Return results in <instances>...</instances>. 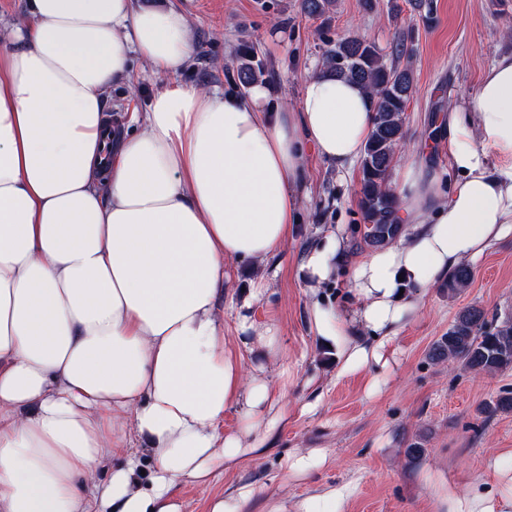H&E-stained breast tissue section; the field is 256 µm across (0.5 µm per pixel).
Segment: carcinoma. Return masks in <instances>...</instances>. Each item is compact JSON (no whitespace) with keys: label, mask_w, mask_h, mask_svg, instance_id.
Listing matches in <instances>:
<instances>
[{"label":"carcinoma","mask_w":512,"mask_h":512,"mask_svg":"<svg viewBox=\"0 0 512 512\" xmlns=\"http://www.w3.org/2000/svg\"><path fill=\"white\" fill-rule=\"evenodd\" d=\"M336 7L335 0H302V11L312 18L329 16ZM414 36L407 33L391 51L392 61L375 43L359 36L336 41L324 52L322 73L361 84L372 98L373 122L371 135L361 158L359 206L363 215L360 246L377 250L403 231L396 211L397 199L388 188L398 148L405 142V112L413 93V72L410 64L402 65L403 58L413 56ZM243 63L238 79L243 86L250 85L264 73L263 63L255 60L249 46L240 51ZM473 271L461 266L452 272L444 287L453 296L470 285ZM428 359L433 363L448 362L465 370L493 375L512 369V320L503 319L495 324L478 306L460 310L448 334L435 341ZM512 412V391H505L496 399L482 404L480 413L492 418L500 413Z\"/></svg>","instance_id":"obj_1"}]
</instances>
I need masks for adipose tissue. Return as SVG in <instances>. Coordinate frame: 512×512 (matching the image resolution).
Masks as SVG:
<instances>
[{
    "label": "adipose tissue",
    "mask_w": 512,
    "mask_h": 512,
    "mask_svg": "<svg viewBox=\"0 0 512 512\" xmlns=\"http://www.w3.org/2000/svg\"><path fill=\"white\" fill-rule=\"evenodd\" d=\"M194 51L184 9L134 0H27L0 28V512H181L176 488L265 452L286 391L266 365L284 348L252 307L291 241L305 146L348 172L372 114L340 78L309 77L294 110L266 109L260 85L176 82ZM135 54L167 82L116 133L107 92ZM441 134L455 179L409 152L389 181L396 241L353 264L336 227L300 265L340 373L388 367L428 289L512 232V54ZM237 263L256 282L231 344L219 301ZM347 263L341 313L320 291ZM105 465L108 482H88ZM423 479L437 512H512V470L464 490Z\"/></svg>",
    "instance_id": "obj_1"
}]
</instances>
